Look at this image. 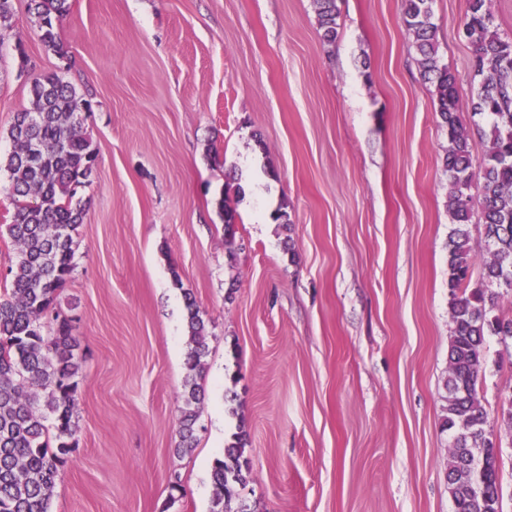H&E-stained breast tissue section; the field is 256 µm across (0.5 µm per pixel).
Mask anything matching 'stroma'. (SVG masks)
Wrapping results in <instances>:
<instances>
[{"mask_svg": "<svg viewBox=\"0 0 512 512\" xmlns=\"http://www.w3.org/2000/svg\"><path fill=\"white\" fill-rule=\"evenodd\" d=\"M69 4L57 41L91 103L83 133L98 160L60 298L84 361L77 445L51 512H211L212 464L241 423L248 512H453L448 138L404 0H337L331 45L314 0ZM14 5L0 52L2 154L29 104L18 51L42 74L60 63L30 0ZM466 6L433 0L465 122ZM232 168L238 193L225 189ZM223 198L239 215L232 258ZM188 292L210 338L196 445L183 455ZM479 392L512 512V429L500 419L512 342L489 337Z\"/></svg>", "mask_w": 512, "mask_h": 512, "instance_id": "35a3bbf8", "label": "stroma"}]
</instances>
